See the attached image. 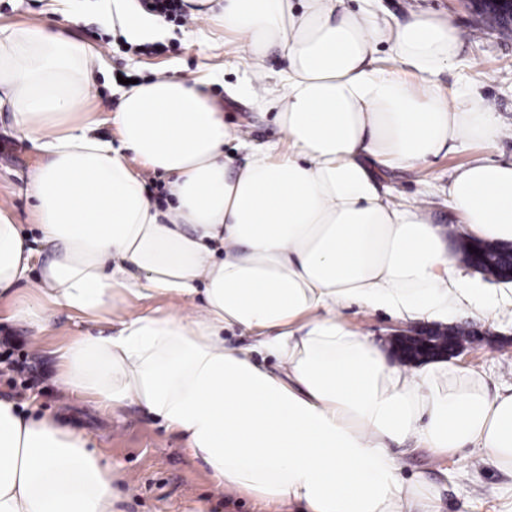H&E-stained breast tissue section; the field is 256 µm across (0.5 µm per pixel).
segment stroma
<instances>
[{
  "label": "stroma",
  "mask_w": 512,
  "mask_h": 512,
  "mask_svg": "<svg viewBox=\"0 0 512 512\" xmlns=\"http://www.w3.org/2000/svg\"><path fill=\"white\" fill-rule=\"evenodd\" d=\"M80 5L84 19L74 33L105 62L83 106L98 118L96 132L101 137H118L107 116L119 78L145 81L159 72L176 70L213 75L208 87L211 100L223 112L225 123L241 128L247 141L285 144L274 113L261 112L242 92L246 67L233 44L225 43L223 28L176 20L168 22L166 35L154 39L151 46L131 45L113 35L111 23L104 19L105 0H80ZM53 7V0H0V27L55 22ZM370 7L392 26L416 14L450 20L461 30L463 44L457 58L438 73L437 83L447 92L488 100L496 110L502 127L496 149L480 143L460 145L415 171H377L381 185L395 198L419 201L433 223L446 227L459 223V215L448 204L449 175L472 159L512 154V34L484 27L465 0H370ZM40 160V152L15 130L10 113L0 112V210L28 232L36 215L26 185ZM36 302V296L22 290L0 297V334L14 343L10 351L0 347V396L20 405L35 403L41 414L64 418L91 436L113 469L134 488L133 495L121 503L122 512H192L194 503L203 499L210 503L209 512H259L250 496L237 491L212 497L203 462L143 411L134 407L109 411L89 395L62 391L55 383L59 349L75 336L99 332L100 327L61 309L40 345H33L30 329L15 321L13 312ZM453 322L491 330L479 343L467 345L457 363L485 373L490 389L512 387V314L503 313L490 326L467 313L455 315ZM19 361L25 364L20 373L10 368ZM476 456L471 448L442 457L420 448L402 456V475L437 486L439 512H499L498 492L504 479L493 467L476 465Z\"/></svg>",
  "instance_id": "1"
}]
</instances>
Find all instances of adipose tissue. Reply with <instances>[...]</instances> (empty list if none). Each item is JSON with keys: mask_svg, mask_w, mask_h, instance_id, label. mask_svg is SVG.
Here are the masks:
<instances>
[{"mask_svg": "<svg viewBox=\"0 0 512 512\" xmlns=\"http://www.w3.org/2000/svg\"><path fill=\"white\" fill-rule=\"evenodd\" d=\"M75 2L56 0L59 23L0 28V112L43 154L27 183L37 240L0 212V294L20 284L42 298L17 312L38 337L60 308L109 327L61 349L58 386L139 407L205 463L213 492L246 491L269 512H438L435 489L400 476L406 445L475 448L512 477V389L490 392L446 359L400 366L343 319L355 305L492 323L512 307V288L485 295L445 228L390 200L368 167L413 169L464 140L494 148L493 109L430 81L456 58L458 30L425 15L384 26L344 0H197L192 20L235 38L248 94L288 139L284 153L250 146L238 166L224 145L243 135L203 76L119 87L118 142L94 135L76 109L104 62L73 32ZM110 2L127 42L165 34L138 0ZM134 159L169 177L174 206L153 201ZM448 201L457 238L512 243V160L456 169ZM153 295L182 307L123 308ZM235 329L247 340L227 346ZM115 480L84 432L0 398V512H120Z\"/></svg>", "mask_w": 512, "mask_h": 512, "instance_id": "ef3b65f1", "label": "adipose tissue"}]
</instances>
